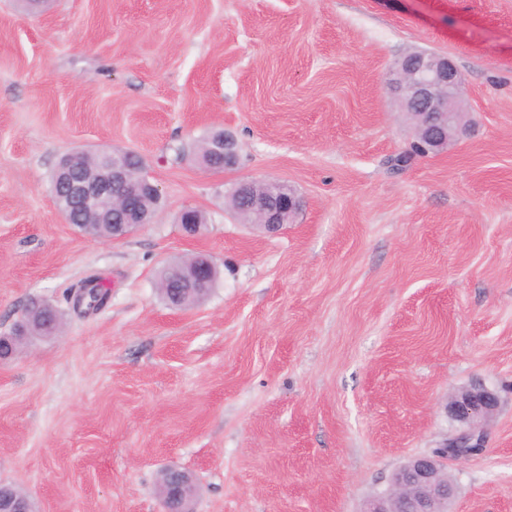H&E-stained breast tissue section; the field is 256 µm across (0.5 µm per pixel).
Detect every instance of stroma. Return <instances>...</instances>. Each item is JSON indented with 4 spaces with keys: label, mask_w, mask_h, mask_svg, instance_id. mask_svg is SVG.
<instances>
[{
    "label": "stroma",
    "mask_w": 512,
    "mask_h": 512,
    "mask_svg": "<svg viewBox=\"0 0 512 512\" xmlns=\"http://www.w3.org/2000/svg\"><path fill=\"white\" fill-rule=\"evenodd\" d=\"M418 49L455 64L472 126L398 170L386 83ZM221 128L239 164L213 172ZM113 149L162 204L102 242L50 178ZM253 178L302 201L279 235L224 208ZM197 253L218 280L171 307L158 272ZM91 275L110 298L83 316ZM34 300L66 328L0 364V482L36 512H162L168 466L195 512H362L461 431L446 404L472 384L499 405L448 510L512 512V0H0V333Z\"/></svg>",
    "instance_id": "stroma-1"
}]
</instances>
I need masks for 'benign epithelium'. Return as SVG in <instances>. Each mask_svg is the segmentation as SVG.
Instances as JSON below:
<instances>
[{
  "mask_svg": "<svg viewBox=\"0 0 512 512\" xmlns=\"http://www.w3.org/2000/svg\"><path fill=\"white\" fill-rule=\"evenodd\" d=\"M390 91L401 101L412 123L411 146L433 153L455 141L459 128L466 121L463 108L461 75L445 55L424 51L403 57L395 63ZM100 168L93 178L75 177L67 172L57 174L55 193L57 203L68 209H79L104 224L112 225L109 240L123 239L144 224L150 223L139 210L140 200L146 196L161 203V192L150 177L134 178L130 161L138 160L132 153L126 158L118 153L97 152ZM208 156L204 164L209 170L223 171L238 163V142L228 130H219L210 136ZM231 198L240 201L258 215L256 227L277 233L290 224L299 210L300 200L283 181L267 182V190L257 189V181L242 180L234 187ZM182 231L194 237L201 231L195 209L185 208L179 215ZM214 265L205 256L175 267L176 279L171 291L184 293L196 288L202 290L213 280ZM498 407L497 396L475 386L455 394L447 410L453 419L464 425L454 437L444 441L431 455L415 456L402 464L390 480L387 492L369 499L362 512H448V502L457 493V485L445 476L450 461L468 458L456 449L483 435L481 423ZM167 474L174 475L178 484L169 485V493L162 495L164 512H190L186 502L194 493L188 473L170 466ZM0 512H33L30 499L8 495L0 489Z\"/></svg>",
  "mask_w": 512,
  "mask_h": 512,
  "instance_id": "benign-epithelium-1",
  "label": "benign epithelium"
}]
</instances>
